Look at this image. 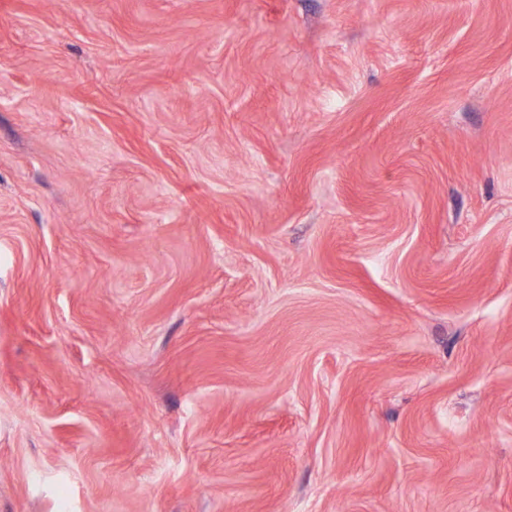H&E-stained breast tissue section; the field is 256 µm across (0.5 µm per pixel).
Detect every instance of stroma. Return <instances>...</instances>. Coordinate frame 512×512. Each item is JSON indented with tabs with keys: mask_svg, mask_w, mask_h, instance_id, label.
<instances>
[{
	"mask_svg": "<svg viewBox=\"0 0 512 512\" xmlns=\"http://www.w3.org/2000/svg\"><path fill=\"white\" fill-rule=\"evenodd\" d=\"M0 512H512V0H0Z\"/></svg>",
	"mask_w": 512,
	"mask_h": 512,
	"instance_id": "obj_1",
	"label": "stroma"
}]
</instances>
